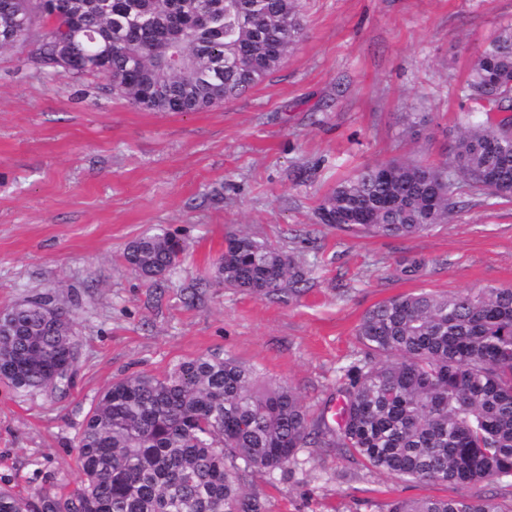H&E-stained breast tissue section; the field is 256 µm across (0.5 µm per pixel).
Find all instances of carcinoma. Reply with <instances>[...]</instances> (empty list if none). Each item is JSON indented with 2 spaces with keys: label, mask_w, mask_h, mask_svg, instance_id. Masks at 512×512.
Returning a JSON list of instances; mask_svg holds the SVG:
<instances>
[{
  "label": "carcinoma",
  "mask_w": 512,
  "mask_h": 512,
  "mask_svg": "<svg viewBox=\"0 0 512 512\" xmlns=\"http://www.w3.org/2000/svg\"><path fill=\"white\" fill-rule=\"evenodd\" d=\"M55 20L42 0H0V42L27 47L60 76L106 78L148 112H200L257 87L304 36L299 0H65ZM42 29L31 39L35 28ZM178 56L175 66L169 58ZM512 27L475 58L460 94L469 104L448 158H392L326 192L322 224L353 234L410 237L448 223L466 192L512 201ZM184 241L158 227L124 259L154 281L174 269ZM214 280L258 298L299 290L304 267L247 234L225 237ZM0 381L16 393H63L79 352L75 312L49 294L5 310ZM362 356L343 368L336 447L400 479L466 489L512 477V287L387 298L356 328ZM290 386L266 384L214 350L162 376L118 378L76 438L81 483L31 503L0 488V512H265L239 471L284 470L319 444ZM388 512H503L491 498L396 499Z\"/></svg>",
  "instance_id": "obj_1"
}]
</instances>
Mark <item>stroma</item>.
I'll list each match as a JSON object with an SVG mask.
<instances>
[{
  "label": "stroma",
  "mask_w": 512,
  "mask_h": 512,
  "mask_svg": "<svg viewBox=\"0 0 512 512\" xmlns=\"http://www.w3.org/2000/svg\"><path fill=\"white\" fill-rule=\"evenodd\" d=\"M306 34L278 70L202 112H147L99 76L48 75L0 48V310L39 293L77 306L81 355L63 394L18 396L0 383V487L23 499L80 483L75 437L115 378L160 375L222 350L289 385L312 417L341 401L340 369L363 313L391 296L512 285V203L465 198L450 223L411 237L354 236L318 223L317 200L354 169L392 157L441 161L467 104L472 61L512 25V0H300ZM426 114L418 135L401 115ZM163 226L185 243L153 286L122 254ZM281 248L307 270L299 293L258 299L213 278L228 234ZM421 275L403 276L411 257ZM242 486L266 512H387L395 499L456 498L334 448H304L288 469Z\"/></svg>",
  "instance_id": "35a3bbf8"
}]
</instances>
